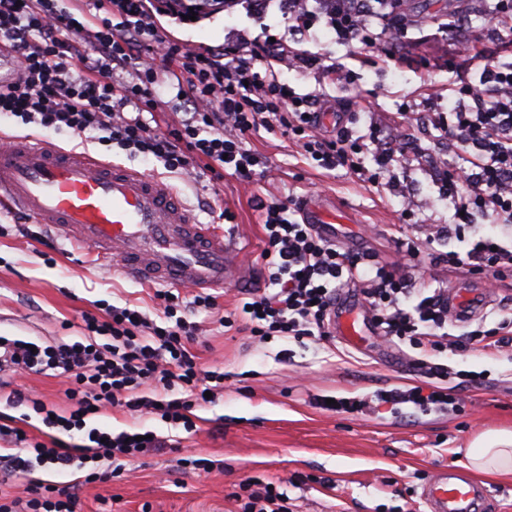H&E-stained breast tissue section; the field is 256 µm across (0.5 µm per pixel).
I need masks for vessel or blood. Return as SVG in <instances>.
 <instances>
[{"label":"vessel or blood","mask_w":512,"mask_h":512,"mask_svg":"<svg viewBox=\"0 0 512 512\" xmlns=\"http://www.w3.org/2000/svg\"><path fill=\"white\" fill-rule=\"evenodd\" d=\"M1 202L136 281L220 290L244 272L235 239L199 223L160 178L42 140L14 138L0 147ZM298 213L330 239L349 220L325 195L305 197ZM491 299L486 282L462 281L448 290V311L464 323L483 313ZM330 327L354 348L375 337L366 307L352 296L337 300ZM421 497L428 512H492L486 486L453 465L438 468Z\"/></svg>","instance_id":"obj_1"}]
</instances>
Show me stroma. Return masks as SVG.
Instances as JSON below:
<instances>
[{"label": "stroma", "mask_w": 512, "mask_h": 512, "mask_svg": "<svg viewBox=\"0 0 512 512\" xmlns=\"http://www.w3.org/2000/svg\"><path fill=\"white\" fill-rule=\"evenodd\" d=\"M153 8L161 6L153 0ZM457 0H406L412 21L402 44L390 53L339 43L325 18L299 35L287 11L271 5L255 10L252 0H235L224 10L197 21L157 16L166 35L197 52L232 47L263 51L271 42L298 50L309 63L281 61L280 79L297 95H315L322 112H342L346 128L357 136L377 132L386 138L402 123L409 149L382 175L383 192L350 175L345 168L325 172L305 157L295 139L259 130L245 142L266 157V176L248 185L216 179L206 170L184 182L161 163L130 156L102 145L96 134L55 132L0 118V139L37 137L68 151L140 171H149L176 189L200 223L223 224L231 210L241 235L246 274L217 292L218 311L234 309L238 291L260 285L264 242L258 200L299 203L312 192L335 199L351 216L340 247L393 260L404 237L430 240L412 275L413 288L440 281L453 284L449 252H464L456 235L437 237V227L454 221V207L442 191L448 171L461 165L456 145L431 124L442 106L430 87L445 88L478 80L480 66L465 67L463 44L482 50L486 61L512 64V36L489 18L484 0H473L458 13ZM463 16L458 32L448 31L450 17ZM334 66L340 80L326 77ZM24 215L0 208V332L16 338L52 342L82 340L83 313L95 302L133 304L154 313L157 288L122 277L113 268L90 262L71 242L58 238L56 249L18 235ZM195 353L206 367L224 373V394L197 408V429L189 433L157 417L119 408L106 409L91 426L116 432L151 430L170 447L127 462L121 477L84 486L81 512H235L231 497L239 483L260 477L279 486L301 512H410L420 507L422 487L439 468L465 467L464 448L485 434L512 431V351L496 358L480 348L438 354L453 370L481 373L479 384L456 377L437 381L452 397L446 412L435 405L416 407L412 416L378 406L384 390L420 385L415 350L372 343L358 350L339 341L296 342L279 336L264 342L235 331L216 329ZM219 460V468L179 470L177 458Z\"/></svg>", "instance_id": "obj_1"}]
</instances>
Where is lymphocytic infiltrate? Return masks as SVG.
Listing matches in <instances>:
<instances>
[{
  "label": "lymphocytic infiltrate",
  "mask_w": 512,
  "mask_h": 512,
  "mask_svg": "<svg viewBox=\"0 0 512 512\" xmlns=\"http://www.w3.org/2000/svg\"><path fill=\"white\" fill-rule=\"evenodd\" d=\"M327 24L346 44L374 48L400 40L404 24L392 0H333ZM98 14L77 22L56 0H0V46L15 52L17 75L0 85V115L45 129L102 133V142L133 156L153 158L171 173L192 176L206 168L216 178L251 183L266 163L244 146L246 138L266 130L293 136L318 167L345 168L373 188H382L380 169L407 152L401 136L377 144V171L361 157L362 145L347 131L324 137L319 129L315 97L292 95L281 83L274 56L235 50L226 57L200 53L168 39L146 0H98ZM118 12L120 23L110 14ZM379 32H371L370 20ZM151 63L136 69L142 55ZM133 68L131 80L117 81L116 71ZM183 95L187 110L166 126L151 125L145 113L163 111L158 85ZM447 112L434 115L442 136L454 141L465 162L444 179V191L468 223L473 212L512 218V65L485 64L477 82L459 90ZM135 114H127V107ZM263 285L245 290L233 313L220 326L244 320L251 336L323 339L327 317L338 293L357 289L383 340L406 344L422 354L418 364L428 379L448 376L447 365L430 362L435 352L465 351L482 342L490 352L512 346V310H494L495 327L462 336L451 333L448 289L438 285L414 289L400 262L382 263L371 253L344 251L311 225L291 218L285 201H262ZM453 269L489 268L493 281L512 270V244L490 234L473 233L465 253L448 254ZM162 321L128 306L104 305L101 314L85 313L88 341L59 340L30 344L0 336V438L15 453L4 461L9 476L28 480L25 497L0 491V512H77L70 487L34 479L38 468L60 471L86 468L82 485L120 477L124 464L165 448L162 437L137 439L88 426L95 411L122 407L159 417L174 427L192 430L193 411L207 394L224 390V374L206 370L192 346L206 328L181 314V295L157 292ZM106 344H98L97 336ZM53 371L65 384L68 412L52 414L47 405L18 384L26 373ZM31 408L52 429L49 441L31 438L17 426L14 409ZM82 432L84 441L69 444L62 433ZM232 497L238 512H295L286 493L247 479Z\"/></svg>",
  "instance_id": "lymphocytic-infiltrate-1"
}]
</instances>
